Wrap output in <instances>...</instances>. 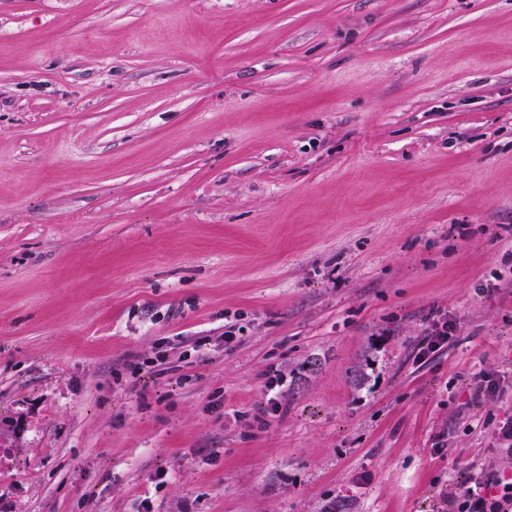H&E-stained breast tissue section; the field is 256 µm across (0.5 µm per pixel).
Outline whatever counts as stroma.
Returning a JSON list of instances; mask_svg holds the SVG:
<instances>
[{
    "instance_id": "35a3bbf8",
    "label": "stroma",
    "mask_w": 512,
    "mask_h": 512,
    "mask_svg": "<svg viewBox=\"0 0 512 512\" xmlns=\"http://www.w3.org/2000/svg\"><path fill=\"white\" fill-rule=\"evenodd\" d=\"M511 365L512 0H0V512H438ZM453 331V324L448 321V317L441 314L433 315L428 319L425 327L426 347H420L418 359H424L430 353L448 344Z\"/></svg>"
}]
</instances>
